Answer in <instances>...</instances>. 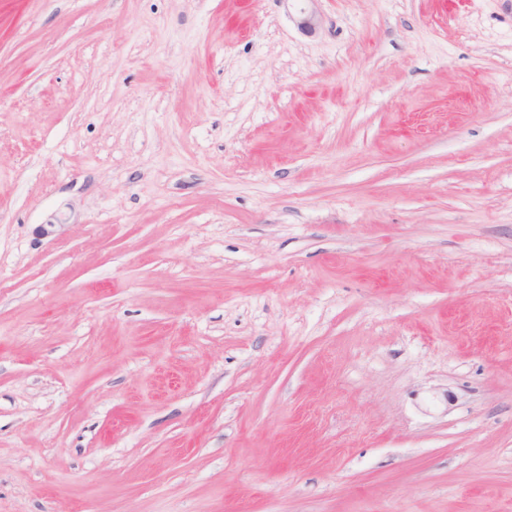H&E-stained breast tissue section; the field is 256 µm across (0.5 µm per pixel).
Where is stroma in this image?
I'll return each instance as SVG.
<instances>
[{
    "mask_svg": "<svg viewBox=\"0 0 512 512\" xmlns=\"http://www.w3.org/2000/svg\"><path fill=\"white\" fill-rule=\"evenodd\" d=\"M0 0V512H512V0Z\"/></svg>",
    "mask_w": 512,
    "mask_h": 512,
    "instance_id": "stroma-1",
    "label": "stroma"
}]
</instances>
